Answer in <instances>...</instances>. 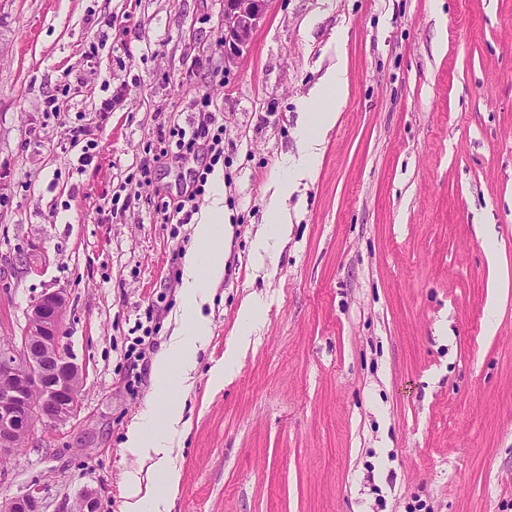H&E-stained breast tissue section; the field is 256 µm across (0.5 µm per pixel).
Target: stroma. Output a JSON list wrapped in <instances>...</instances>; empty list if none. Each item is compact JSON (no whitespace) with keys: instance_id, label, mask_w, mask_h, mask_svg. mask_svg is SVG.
I'll list each match as a JSON object with an SVG mask.
<instances>
[{"instance_id":"1","label":"stroma","mask_w":512,"mask_h":512,"mask_svg":"<svg viewBox=\"0 0 512 512\" xmlns=\"http://www.w3.org/2000/svg\"><path fill=\"white\" fill-rule=\"evenodd\" d=\"M222 14V0H0V336L62 292L85 372L76 418L0 463V497L37 479L46 512L86 487L99 512H125V436L156 398L192 237L164 208L197 163L129 181L197 126L206 95L231 234L197 372L172 393L190 431L169 512H512V0H271L230 66ZM339 57L336 125L283 202L287 242L257 264L299 118ZM66 84L61 119L46 116ZM63 121L89 129L90 164ZM251 294L263 318L214 389Z\"/></svg>"}]
</instances>
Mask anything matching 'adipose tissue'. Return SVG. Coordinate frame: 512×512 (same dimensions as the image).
I'll list each match as a JSON object with an SVG mask.
<instances>
[{
    "label": "adipose tissue",
    "instance_id": "1",
    "mask_svg": "<svg viewBox=\"0 0 512 512\" xmlns=\"http://www.w3.org/2000/svg\"><path fill=\"white\" fill-rule=\"evenodd\" d=\"M346 67L337 62L314 89L313 110L306 112L297 136L301 150L291 161L287 174L277 182L267 208L266 222L255 241V256L264 260L272 244L287 240L288 212L280 201L292 192L297 181L309 173L318 160L319 146L335 125L339 107L346 97ZM229 230L224 223V173L215 170L211 177L209 203L192 228L191 245L186 253L180 287V302L174 328L156 354L153 374L157 400L148 402L127 430L125 446L138 461H149L153 481L143 485L139 470L126 477L128 512H166V492L181 481V472L166 456L175 438L188 430L180 402L167 399L173 388L184 386L197 367V357L210 321L203 313L205 304L224 278V242Z\"/></svg>",
    "mask_w": 512,
    "mask_h": 512
}]
</instances>
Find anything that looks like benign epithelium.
I'll return each mask as SVG.
<instances>
[{
  "mask_svg": "<svg viewBox=\"0 0 512 512\" xmlns=\"http://www.w3.org/2000/svg\"><path fill=\"white\" fill-rule=\"evenodd\" d=\"M270 0H224V61L236 63L252 40ZM67 299L44 293L32 306L18 336H0V458L11 456L36 425L55 426L76 416L84 370L62 343ZM97 492L86 489L75 512H96ZM0 512H45L42 486L35 480L24 492L0 500Z\"/></svg>",
  "mask_w": 512,
  "mask_h": 512,
  "instance_id": "7a95c632",
  "label": "benign epithelium"
}]
</instances>
